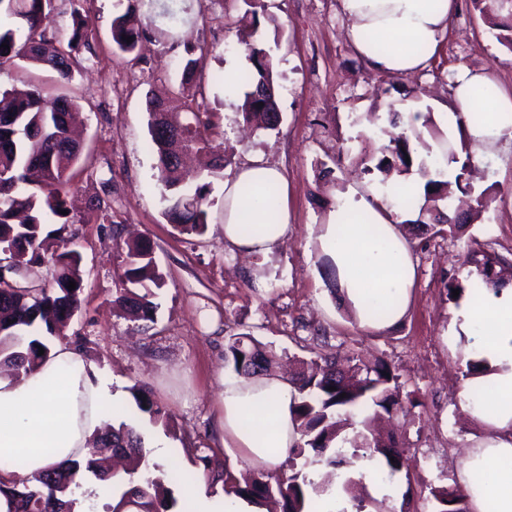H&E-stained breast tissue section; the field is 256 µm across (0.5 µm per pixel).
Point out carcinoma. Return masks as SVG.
<instances>
[{"label":"carcinoma","instance_id":"cac0c4a2","mask_svg":"<svg viewBox=\"0 0 512 512\" xmlns=\"http://www.w3.org/2000/svg\"><path fill=\"white\" fill-rule=\"evenodd\" d=\"M56 0H0V17L17 18L21 25L0 23V71L6 65L19 63L51 67L62 82L72 79L91 51L89 15L75 11L68 38L58 37L49 25ZM497 9L491 25L501 31L497 39L512 50V0H495ZM143 0H116L112 18L113 43L125 53L135 50L148 35L151 15L143 12ZM130 41H125L122 36ZM8 47H2V44ZM243 52L251 69L238 75V82L249 85L241 106L246 123L275 130L281 113L275 100L276 71L273 58L258 42L245 45ZM188 58L182 68L176 92L183 101V111L177 113V126L159 128L156 112L165 109V99L150 96L146 101L150 148L156 155V178L160 186L163 216L167 223L182 234L200 236L208 224L210 203L205 185L189 186L183 182L178 166L171 161L176 152L189 149L203 159V170L213 173L224 168V153L214 141L202 136L201 130L211 126L212 113L202 111L199 98L203 93L194 81L203 57L195 49H187ZM275 111L258 105L259 92ZM76 104L61 98L47 111L41 105V91L35 86L26 88L0 85V242L15 249L18 269L27 270L45 262L41 253L43 235L51 224L58 225L54 233L63 235L68 229V216L62 190L71 180L72 168L79 161L82 147L72 138L71 124ZM421 113L409 120L408 128L393 136L381 147L383 158L376 169L385 172L395 169L401 174L418 165L421 176L430 171L425 162H416L419 149L430 150L415 122ZM465 159L448 149V163L457 164L455 182L461 183L472 166V155L462 146ZM440 197L427 193L420 207L417 228L421 234L445 237L465 223L464 217L441 208ZM126 261L121 273L124 287L113 294L118 307L152 318V298L164 285L150 241L140 239L126 244ZM467 261L480 268L482 284L498 288L504 284L505 261L491 255L467 253ZM54 287L33 293H20L8 279L0 280V372L16 377L33 371L49 353L47 336L65 327L67 319L78 309L83 288L80 256L74 249L52 258ZM76 287L68 289L69 282ZM44 354H39V348ZM278 358L277 352L247 334L228 338L224 361L239 376H267ZM297 392L292 409V421L299 434L288 448L292 473L272 475L264 469H254L240 476L217 459V451L205 448L196 454L197 472H152L148 467L150 450L134 425L135 416L113 417L109 432L95 431L92 442L100 454L121 455L130 460V467L121 473L111 472L92 461L73 462L67 466L52 465L38 474L14 480L11 485L0 482V494L7 497L9 512H86L87 497L82 492L86 473L108 481L118 492L112 512H190V506L176 508L169 485L203 478L209 493H223L224 500L239 498L261 509L275 503L277 512H321L317 499L332 492L331 487L315 484L307 469L323 464L336 470V485L347 492L355 480L343 471L347 457L383 459L386 477L410 471L409 457L393 437H382L372 428L373 420L381 413L405 410L400 398L398 376L393 367L378 361L372 365L346 367L338 358L321 356L303 368V374L289 380ZM334 390H329V387ZM136 409L149 421L167 423V415L146 384L129 387ZM345 397H340V394ZM434 512H468L467 497L459 487L433 493Z\"/></svg>","mask_w":512,"mask_h":512}]
</instances>
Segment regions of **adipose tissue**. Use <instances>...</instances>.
I'll use <instances>...</instances> for the list:
<instances>
[{
    "instance_id": "ef3b65f1",
    "label": "adipose tissue",
    "mask_w": 512,
    "mask_h": 512,
    "mask_svg": "<svg viewBox=\"0 0 512 512\" xmlns=\"http://www.w3.org/2000/svg\"><path fill=\"white\" fill-rule=\"evenodd\" d=\"M347 19L345 36L357 54L378 71L406 75L426 67L447 33L456 0H339ZM445 125L458 115L485 113L463 133L475 154L512 140V93L487 74L461 69L450 102H435ZM275 186L276 212L243 186ZM252 225L244 233L243 225ZM288 182L263 158L250 159L224 184V240L239 252L265 255L286 237ZM321 255L335 264L338 292L359 326L383 330L406 313L415 279L409 243L384 205L358 191L345 192L319 225ZM449 337L462 343L476 370L460 407L484 432L467 448L457 471L470 512H512V286L483 289L465 297L453 313ZM295 391L285 380L231 378L223 383L216 437L243 450L256 465L280 463L297 434L290 407ZM122 388L102 378L85 355L59 344L25 377L0 375V479L11 481L54 464L85 461L88 440L107 408H120ZM21 458V469L7 460Z\"/></svg>"
}]
</instances>
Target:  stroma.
Returning <instances> with one entry per match:
<instances>
[{"label":"stroma","instance_id":"obj_1","mask_svg":"<svg viewBox=\"0 0 512 512\" xmlns=\"http://www.w3.org/2000/svg\"><path fill=\"white\" fill-rule=\"evenodd\" d=\"M260 3L254 15L244 0H175L176 37L167 36L169 21L159 16L135 52L123 54L110 34L115 0H57L51 26L59 37L70 34L72 9L88 10L95 22L85 69L67 83L47 66L0 71V84L35 85L46 102L67 97L83 107V157L66 196L83 290L58 340L81 342L100 373L123 387L141 381L152 388L175 429L161 464L177 471L192 467L196 449L215 446L219 380L232 374L224 364L230 335L249 333L285 358L316 350L369 365L385 359L399 376L402 398L415 402L407 416L385 423L414 467L389 480L383 497L363 483L357 494L380 512H431L434 491L456 484V469L478 431L460 409L466 360L463 347L447 338L455 303L445 281H477L476 266L466 260L474 241L512 261V155L498 150L481 162L475 189L487 192L490 203L477 219L443 240L411 238L417 276L396 330L363 331L336 303L322 277L313 231L349 184L381 177L376 166L387 137L366 128L367 115L385 117L388 105L411 96L447 101L462 67L486 72L512 91V51L495 39L471 0H459L425 70L383 74L370 70L345 39L338 0ZM244 37L262 41L275 63L282 114L277 130L242 132V97L226 95L215 79L228 68L248 69L237 47ZM190 45L205 52L200 83L216 125L226 132L229 156L223 171L204 179L211 206L201 236L179 233L162 215L146 112L148 96L174 92ZM254 156L278 164L288 180V235L265 256H244L224 243V183ZM104 179L111 207L96 216L89 200ZM136 236L151 241L165 280L150 321L130 319L112 306L122 285L125 243Z\"/></svg>","mask_w":512,"mask_h":512}]
</instances>
